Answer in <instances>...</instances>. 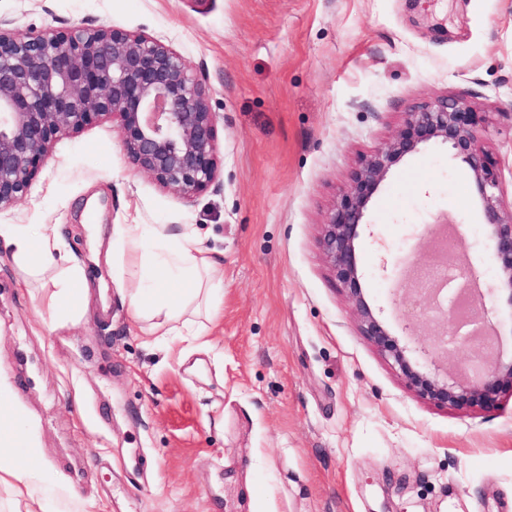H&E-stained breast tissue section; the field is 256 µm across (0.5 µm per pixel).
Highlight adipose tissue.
Listing matches in <instances>:
<instances>
[{
	"instance_id": "obj_1",
	"label": "adipose tissue",
	"mask_w": 512,
	"mask_h": 512,
	"mask_svg": "<svg viewBox=\"0 0 512 512\" xmlns=\"http://www.w3.org/2000/svg\"><path fill=\"white\" fill-rule=\"evenodd\" d=\"M161 229L150 224H124L117 238L119 261L132 268L150 260L149 246L163 240ZM0 241L32 276L55 270L54 292L47 304L51 319L81 314L88 281L83 268L53 224H0ZM216 257L206 250L193 230H185L164 261L165 277L137 283L129 292L133 317L143 322V332L154 344L177 337L188 347L205 346L209 323L221 315L224 284L214 278Z\"/></svg>"
}]
</instances>
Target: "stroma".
I'll return each mask as SVG.
<instances>
[{
	"label": "stroma",
	"mask_w": 512,
	"mask_h": 512,
	"mask_svg": "<svg viewBox=\"0 0 512 512\" xmlns=\"http://www.w3.org/2000/svg\"><path fill=\"white\" fill-rule=\"evenodd\" d=\"M22 31L112 26L164 39L211 93L221 189L192 200L122 151L111 118L57 136L0 224H54L89 283L48 332L52 272L0 243V379L24 412L46 512H512V394L455 410L410 391L361 336L320 224L359 155L414 102L465 94L512 192V0H0ZM359 242L370 304L427 346L426 269L445 225L485 261L469 175L431 144L372 199ZM118 224L193 228L221 254L224 305L203 357L146 346L105 251ZM394 276L377 277L381 259Z\"/></svg>",
	"instance_id": "1"
}]
</instances>
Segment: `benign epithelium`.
Returning a JSON list of instances; mask_svg holds the SVG:
<instances>
[{"label": "benign epithelium", "instance_id": "7a95c632", "mask_svg": "<svg viewBox=\"0 0 512 512\" xmlns=\"http://www.w3.org/2000/svg\"><path fill=\"white\" fill-rule=\"evenodd\" d=\"M93 115L117 120L127 159L161 188L190 200L221 186L209 90L162 39L110 26L55 33L0 28V211L26 198L54 138L78 131ZM489 122V113L461 95L412 104L402 112L397 135L359 157L320 224L321 251L352 303L359 333L392 360L408 389L451 409H489L512 390V356L504 357L489 334L500 304L512 308V200L482 144ZM430 143L446 146L469 173L496 271L486 281L471 259L456 260L464 280L455 293L468 294L480 307L464 333L443 289L434 290L431 311L443 316L442 328L423 353L446 357L469 347L478 356L464 372L447 367L441 373L436 361L415 359V350L400 344L362 288L358 249L369 204L391 172Z\"/></svg>", "mask_w": 512, "mask_h": 512}]
</instances>
